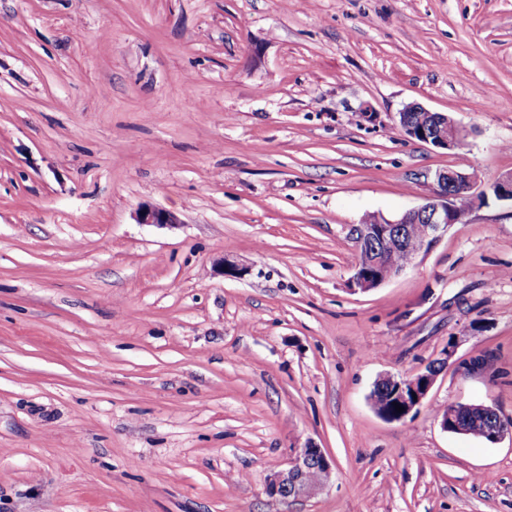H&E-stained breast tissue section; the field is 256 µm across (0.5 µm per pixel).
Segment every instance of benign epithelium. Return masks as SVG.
Listing matches in <instances>:
<instances>
[{
    "mask_svg": "<svg viewBox=\"0 0 512 512\" xmlns=\"http://www.w3.org/2000/svg\"><path fill=\"white\" fill-rule=\"evenodd\" d=\"M417 110L425 114L426 122L416 126L408 123L409 110L399 113L398 125L404 134L437 148L459 150L467 146L470 131L461 127L450 115L432 112L424 107ZM433 181V191L426 201L394 220L383 217L373 218L356 225L360 239L374 245L373 264H385L388 277L402 273L416 257L429 250L454 224H464L477 200L487 196L486 190L479 187L475 179L453 168L439 169L428 174ZM491 191L499 200L512 201V171L502 174L491 186ZM141 224L158 226L177 223L169 212L159 208H146L139 212ZM420 224V238L412 249L402 245L403 225ZM352 283L357 289L368 291L382 284V280L356 268ZM455 346H448L444 357L434 365L421 370L411 377L383 375L375 384L387 383L393 388L391 399L404 408L399 418L404 419L417 411L431 390L442 368L453 357ZM316 469L317 476L309 478L310 469ZM332 474L331 463L325 452L309 446L300 450L286 471L274 473L269 483V494L281 498H306L315 495L329 482Z\"/></svg>",
    "mask_w": 512,
    "mask_h": 512,
    "instance_id": "7a95c632",
    "label": "benign epithelium"
}]
</instances>
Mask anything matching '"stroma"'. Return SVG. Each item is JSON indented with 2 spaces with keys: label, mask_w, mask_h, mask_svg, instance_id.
<instances>
[{
  "label": "stroma",
  "mask_w": 512,
  "mask_h": 512,
  "mask_svg": "<svg viewBox=\"0 0 512 512\" xmlns=\"http://www.w3.org/2000/svg\"><path fill=\"white\" fill-rule=\"evenodd\" d=\"M446 167L512 170V0H0V512H512V436L440 424L512 418V204L352 285ZM309 445L329 485L270 496ZM413 108L425 114L427 119L425 124L423 121L420 126L408 123L407 114ZM398 125L404 134L419 138L420 142L447 150L463 149L467 146V139L470 136V131L461 127L450 115L432 112L419 105H412L400 112ZM455 352V346L448 345V350L444 353V358L439 359L432 367L424 368L411 377H396L393 375L380 376L374 383L376 385H382L387 383L390 385L393 392L391 399L399 406L404 407V411L398 412L399 419H404L413 412H417L418 408L422 404L423 400L427 397L431 390L436 377L442 368L447 364L453 357ZM374 403L378 406L375 409L376 413L384 418L386 413L396 414L393 401L390 399V394L375 387L371 391ZM413 394H416L417 400H414ZM484 406L487 410L477 414L457 410L455 422L459 424L460 427L464 428L468 435L485 441H488L487 432L489 431L492 443L497 442L505 435H512V426L505 424L510 419L499 418V412L495 408L489 405ZM494 422L497 423L494 424ZM460 427H458V429L461 430Z\"/></svg>",
  "instance_id": "obj_1"
}]
</instances>
